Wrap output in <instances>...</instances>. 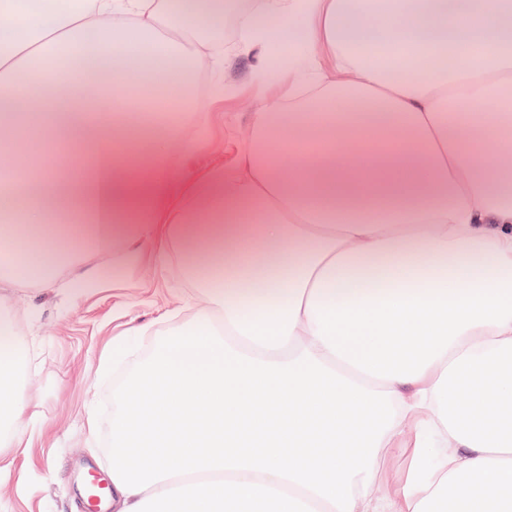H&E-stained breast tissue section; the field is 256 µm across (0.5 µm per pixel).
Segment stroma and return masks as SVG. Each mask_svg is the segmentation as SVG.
<instances>
[{
	"instance_id": "stroma-1",
	"label": "stroma",
	"mask_w": 512,
	"mask_h": 512,
	"mask_svg": "<svg viewBox=\"0 0 512 512\" xmlns=\"http://www.w3.org/2000/svg\"><path fill=\"white\" fill-rule=\"evenodd\" d=\"M249 66L241 59L227 66L228 90L203 115L208 147L194 160L198 173L222 167L234 142L250 135ZM86 267L102 277L70 296L62 278ZM187 290L177 273L159 276L152 257L120 275L106 253L82 256L59 276L19 291L12 314L25 352L21 386L30 423L20 444L0 447V512H87L84 475L102 481L111 469L112 345L135 316L166 330L159 313L181 307Z\"/></svg>"
}]
</instances>
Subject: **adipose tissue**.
<instances>
[{
    "label": "adipose tissue",
    "instance_id": "1",
    "mask_svg": "<svg viewBox=\"0 0 512 512\" xmlns=\"http://www.w3.org/2000/svg\"><path fill=\"white\" fill-rule=\"evenodd\" d=\"M239 56L251 135L180 181ZM0 128V343L60 254L204 260L112 390L113 512H512V0H0Z\"/></svg>",
    "mask_w": 512,
    "mask_h": 512
}]
</instances>
